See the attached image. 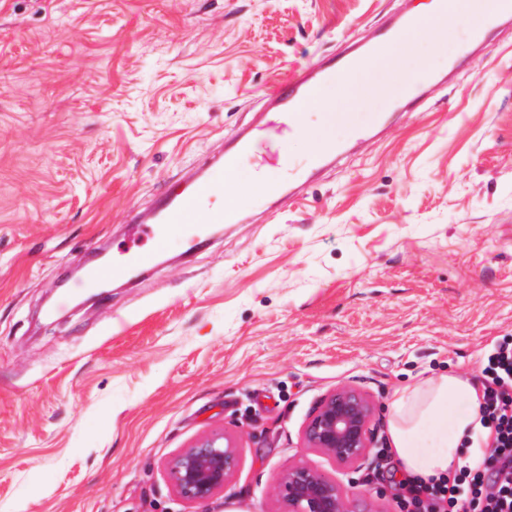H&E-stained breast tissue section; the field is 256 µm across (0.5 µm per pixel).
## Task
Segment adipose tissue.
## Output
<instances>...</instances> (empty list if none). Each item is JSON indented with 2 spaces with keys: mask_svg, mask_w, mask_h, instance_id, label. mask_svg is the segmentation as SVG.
Wrapping results in <instances>:
<instances>
[{
  "mask_svg": "<svg viewBox=\"0 0 512 512\" xmlns=\"http://www.w3.org/2000/svg\"><path fill=\"white\" fill-rule=\"evenodd\" d=\"M460 16L457 9L441 13L435 0H428L418 12L420 24L410 35V44L424 40L444 43ZM379 68L387 72V82H376L370 68L347 75L333 83L332 94L315 93L309 109L328 111L335 95L352 101L370 96L387 98L411 76L407 59L398 50L383 57ZM478 399V391L468 380L452 374L398 391L391 405L387 432L390 452L400 473L429 480L454 469L463 441L480 429Z\"/></svg>",
  "mask_w": 512,
  "mask_h": 512,
  "instance_id": "obj_1",
  "label": "adipose tissue"
}]
</instances>
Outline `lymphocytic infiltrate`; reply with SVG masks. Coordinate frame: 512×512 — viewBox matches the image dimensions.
Returning a JSON list of instances; mask_svg holds the SVG:
<instances>
[{"mask_svg":"<svg viewBox=\"0 0 512 512\" xmlns=\"http://www.w3.org/2000/svg\"><path fill=\"white\" fill-rule=\"evenodd\" d=\"M481 429L453 479L398 481L404 508L419 512H512V336L497 339L482 362Z\"/></svg>","mask_w":512,"mask_h":512,"instance_id":"1","label":"lymphocytic infiltrate"}]
</instances>
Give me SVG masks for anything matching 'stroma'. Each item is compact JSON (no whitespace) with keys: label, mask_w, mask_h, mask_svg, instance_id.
Masks as SVG:
<instances>
[{"label":"stroma","mask_w":512,"mask_h":512,"mask_svg":"<svg viewBox=\"0 0 512 512\" xmlns=\"http://www.w3.org/2000/svg\"><path fill=\"white\" fill-rule=\"evenodd\" d=\"M423 0H0V512H284L275 477L341 384L373 399L512 335V30L454 82L353 145L297 202L172 238L153 269L79 306L55 291L248 127L299 66ZM420 43L441 73L464 40ZM236 436L203 504L167 470Z\"/></svg>","instance_id":"obj_1"}]
</instances>
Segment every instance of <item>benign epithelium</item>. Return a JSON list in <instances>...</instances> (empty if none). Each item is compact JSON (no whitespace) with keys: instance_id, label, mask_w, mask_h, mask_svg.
Segmentation results:
<instances>
[{"instance_id":"benign-epithelium-1","label":"benign epithelium","mask_w":512,"mask_h":512,"mask_svg":"<svg viewBox=\"0 0 512 512\" xmlns=\"http://www.w3.org/2000/svg\"><path fill=\"white\" fill-rule=\"evenodd\" d=\"M374 403L362 390L339 386L326 393L304 422L301 441L346 471L366 464L375 447ZM240 463L236 439L215 435L179 454L168 478L187 503L210 500L230 480ZM286 512H377L363 493L352 492L300 460L277 476Z\"/></svg>"}]
</instances>
